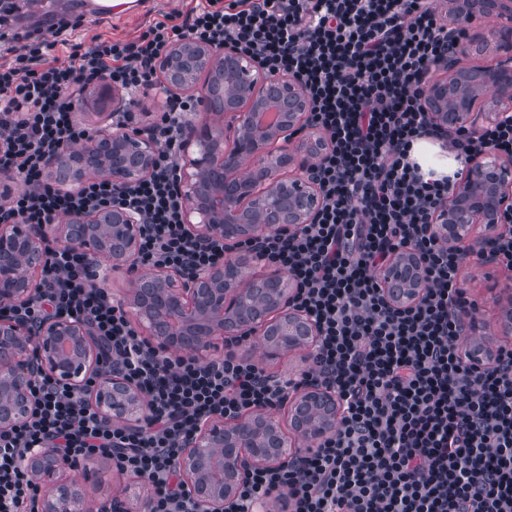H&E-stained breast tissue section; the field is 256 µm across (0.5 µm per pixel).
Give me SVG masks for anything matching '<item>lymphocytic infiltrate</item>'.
Wrapping results in <instances>:
<instances>
[{"label": "lymphocytic infiltrate", "mask_w": 512, "mask_h": 512, "mask_svg": "<svg viewBox=\"0 0 512 512\" xmlns=\"http://www.w3.org/2000/svg\"><path fill=\"white\" fill-rule=\"evenodd\" d=\"M15 10L14 0H0V172L19 183L0 200V224H52L116 204L145 226L141 268L192 272L224 262L223 238L200 244L182 227L176 184L193 98L166 96L149 128L156 168L131 190L91 178L63 191L44 176L47 158L88 134L74 118L79 91L101 78L131 92L152 86L157 57L187 36L232 44L265 71L297 78L329 149L313 170L324 203L311 223L238 245L294 280L292 306L319 329L297 376L273 375L232 350L206 361L154 351L96 283L92 262L50 246L39 297L19 310L0 304V317H83L106 366L139 386L149 409L129 428L66 386L36 381L37 414L0 433V512H38L23 458L46 446L75 464L107 459L116 472L147 479L152 512H202L178 469L197 426L275 411L309 384L335 392V432L291 463L253 470L226 512L270 502L280 512H512V346H498L489 367L468 361L463 339L477 310L460 277L468 252L430 231L435 207L464 173L426 171L413 156L414 144L433 135L424 81L454 46L432 0H196L134 38L87 43L70 37L82 19L29 30ZM451 145L466 161L489 146L512 157V122L455 132ZM402 251L419 258L425 296L397 310L377 274Z\"/></svg>", "instance_id": "lymphocytic-infiltrate-1"}]
</instances>
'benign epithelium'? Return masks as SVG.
Masks as SVG:
<instances>
[{
  "mask_svg": "<svg viewBox=\"0 0 512 512\" xmlns=\"http://www.w3.org/2000/svg\"><path fill=\"white\" fill-rule=\"evenodd\" d=\"M435 8L448 19L450 32L482 17L502 20L487 32L468 30L453 56L437 60L423 89L433 128L478 134L512 112V0H439ZM492 44L506 52L495 67L460 66L459 57L480 55ZM154 74L167 91L197 98L213 80L220 82L223 111L197 113L184 131L178 193L192 239L206 242L221 235L228 245L258 242L310 222L323 198L307 171L328 142L311 127L310 104L296 78L266 73L226 43L218 47L192 39L172 44L156 61ZM487 84L493 87L489 100L482 98ZM92 93L95 101L112 104V112L82 146H61L46 162V177L69 191L94 177L132 188L154 172L158 145L143 129L133 132L109 123L113 113L135 105L123 89L101 79ZM271 105L277 107L273 122H258ZM510 211L512 163L489 147L470 160L448 202L435 211L431 232L448 245L468 243L469 255L486 261ZM143 233L138 215L121 206L73 213L56 224H0V303L21 307L40 293L50 262L49 242L95 260L104 256L111 269L132 274L138 269ZM248 266L249 255L237 253L197 274L158 267L132 280L123 305L163 353L196 357L213 347L217 337L244 333L266 337L264 361L311 351L317 330L290 307L292 282L273 269L256 286L240 278V269ZM379 280L386 301L396 308L415 305L425 292L419 262L408 252L395 255ZM39 377L70 385L114 423H136L148 410L145 394L105 367L86 320L53 318L32 328L23 319L0 317V433L33 417L38 401L31 385ZM284 410L292 441L281 423L261 410L200 424L179 465L204 512H221L253 469L279 467L298 449L317 447L339 418L335 393L319 386L298 391ZM67 466L53 448L29 451L26 472L44 490L40 512H68L70 502L82 506L79 512H90L81 489L62 479ZM145 484L141 479L133 485L129 512H150Z\"/></svg>",
  "mask_w": 512,
  "mask_h": 512,
  "instance_id": "benign-epithelium-1",
  "label": "benign epithelium"
}]
</instances>
